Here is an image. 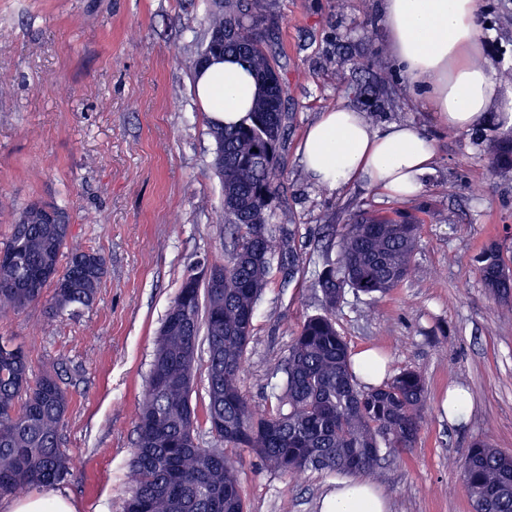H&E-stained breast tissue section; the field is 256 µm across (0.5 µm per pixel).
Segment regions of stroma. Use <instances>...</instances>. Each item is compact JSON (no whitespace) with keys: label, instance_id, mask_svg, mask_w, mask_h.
I'll use <instances>...</instances> for the list:
<instances>
[{"label":"stroma","instance_id":"1","mask_svg":"<svg viewBox=\"0 0 512 512\" xmlns=\"http://www.w3.org/2000/svg\"><path fill=\"white\" fill-rule=\"evenodd\" d=\"M272 11L292 116L275 213L295 229L300 270L275 257L240 388L257 408L274 407L291 337L320 309L311 283L325 258L322 213L337 224L362 209L415 215L409 279L371 304L346 295L337 328L350 352L373 349L389 374L413 369L425 379L418 445L386 459L375 480L391 512H473L459 469L470 443L487 435L512 452V316L473 264L494 242L512 263V168L488 171L512 140L501 118L512 112L503 77L512 70V0H478L482 57L498 79L470 132L442 125L392 64L371 67L373 52L388 47L378 0H272ZM203 33L200 0H0V243L16 211L39 200L67 207L75 239L108 267L91 308L55 318L40 304L0 313V336L26 345L34 374L55 372L70 394L61 446L72 466L55 488L76 512H119L161 323L188 266L224 258L214 142L189 66ZM368 83L378 95L356 99L355 87ZM339 105L376 124H412L434 141V172L418 195L310 182L298 156L303 133ZM457 385L473 408L452 422L442 404ZM227 454L239 461L247 512H319L336 486L320 471L289 479L248 451Z\"/></svg>","mask_w":512,"mask_h":512}]
</instances>
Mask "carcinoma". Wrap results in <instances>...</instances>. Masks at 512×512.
<instances>
[{
	"instance_id": "cac0c4a2",
	"label": "carcinoma",
	"mask_w": 512,
	"mask_h": 512,
	"mask_svg": "<svg viewBox=\"0 0 512 512\" xmlns=\"http://www.w3.org/2000/svg\"><path fill=\"white\" fill-rule=\"evenodd\" d=\"M205 32L191 68L225 33L224 54L248 64L259 94L247 117L229 128L208 126L211 162L223 200L224 260L206 264L224 274L207 283L199 266L186 271L160 327L148 384L137 412L129 464L131 492L121 512H246L235 461L221 448H203L191 406L197 349L206 342V421L216 440L248 448L269 471L293 477L308 470L373 476L382 459L416 447L427 413L422 375L403 370L381 386H362L336 328L345 292L375 301L399 287L412 270L419 224L402 211H360L324 228L336 239L311 287L321 311L298 326L278 372L274 410H257L240 390L256 306L267 288L282 240L269 227L290 115L285 79L270 44L279 27L270 0H202ZM512 164L501 146L489 172ZM484 285L512 301V268L496 245L475 257ZM105 258L73 242L66 209L32 201L0 245V312L44 304L58 316L91 306L106 276ZM66 390L46 371L33 376L27 350L0 336V495L60 481L70 459L61 448L69 409ZM475 507L512 512V453L474 439L460 461Z\"/></svg>"
}]
</instances>
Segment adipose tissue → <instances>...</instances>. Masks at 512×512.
<instances>
[{
  "label": "adipose tissue",
  "instance_id": "adipose-tissue-1",
  "mask_svg": "<svg viewBox=\"0 0 512 512\" xmlns=\"http://www.w3.org/2000/svg\"><path fill=\"white\" fill-rule=\"evenodd\" d=\"M390 58L411 89L421 91L449 128H474L492 105L496 87L481 63L477 0H379ZM194 90L210 120L227 126L246 116L258 88L236 57L215 60L195 72ZM311 182L341 189L368 182L381 194L408 198L425 185L435 161L433 142L405 123L373 125L340 106L311 123L299 147ZM320 512H390L388 501L368 482L337 484Z\"/></svg>",
  "mask_w": 512,
  "mask_h": 512
}]
</instances>
